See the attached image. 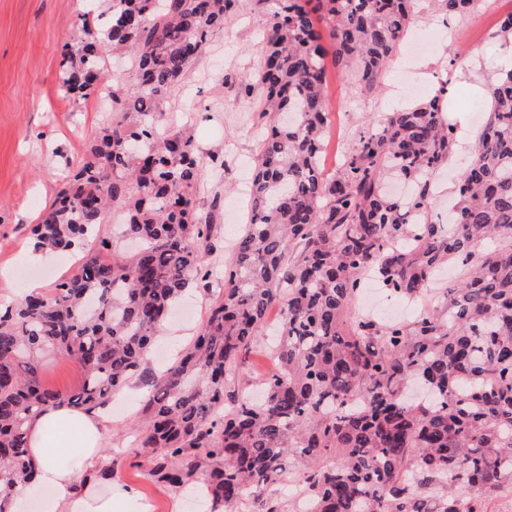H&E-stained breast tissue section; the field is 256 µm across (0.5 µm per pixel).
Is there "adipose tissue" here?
<instances>
[{
	"label": "adipose tissue",
	"mask_w": 512,
	"mask_h": 512,
	"mask_svg": "<svg viewBox=\"0 0 512 512\" xmlns=\"http://www.w3.org/2000/svg\"><path fill=\"white\" fill-rule=\"evenodd\" d=\"M106 430V418L95 411L49 407L33 418L27 435L30 481L0 488L9 512H24L38 487L51 490L43 512H114L131 491L99 474Z\"/></svg>",
	"instance_id": "adipose-tissue-1"
}]
</instances>
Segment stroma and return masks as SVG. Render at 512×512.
Wrapping results in <instances>:
<instances>
[{
  "label": "stroma",
  "mask_w": 512,
  "mask_h": 512,
  "mask_svg": "<svg viewBox=\"0 0 512 512\" xmlns=\"http://www.w3.org/2000/svg\"><path fill=\"white\" fill-rule=\"evenodd\" d=\"M100 0H0V302L21 298L29 283L38 282L44 294L75 269L85 247L31 259L30 229L37 224L62 188L71 167L101 129L112 121L106 103L91 98L73 103L65 94L59 71L65 44L79 35L80 14L100 9ZM417 22L411 37L403 38L380 86L359 93L349 78L329 77L326 93L333 128L327 140L326 168H333L338 153L353 135L376 122L393 108L411 103L400 87L408 76L423 78L430 89L450 81L449 123L459 131L481 128L484 97L474 88L484 85L489 71L500 66L493 37L499 18L512 11V0H485L474 16L453 20L444 27L429 0H418ZM264 49L262 14L252 0H241L240 10L216 33L206 52L191 64L187 75L163 105L173 128L191 135L200 156L223 153L230 161L223 175H205L196 200L208 208L214 194L237 186L251 174L259 152L260 133L255 125L257 95L239 93L225 85L254 72ZM214 236L219 249L209 256L210 285L190 281L173 313L158 333L148 356V367L160 372L168 367L208 318L224 282V261L232 252L243 221L226 208L215 217ZM39 374L45 386L66 392L82 378L67 356L46 353ZM146 383L129 382L124 394L112 398L105 413L112 419L107 440L118 457L116 472L134 489L131 500L119 503L118 512H209L196 498L152 481L139 456L130 429L140 423Z\"/></svg>",
  "instance_id": "35a3bbf8"
}]
</instances>
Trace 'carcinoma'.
<instances>
[{
	"instance_id": "carcinoma-1",
	"label": "carcinoma",
	"mask_w": 512,
	"mask_h": 512,
	"mask_svg": "<svg viewBox=\"0 0 512 512\" xmlns=\"http://www.w3.org/2000/svg\"><path fill=\"white\" fill-rule=\"evenodd\" d=\"M275 2L257 74L240 83L260 95L264 127L249 224L208 320L160 375L148 349L188 281L208 283L220 201L196 209L201 158L191 136L163 130L162 103L240 0H109L80 15L62 84L79 101L112 83V124L33 234L39 249L90 237L93 247L54 295L0 312V484L29 480L32 417L96 410L139 377L150 387L135 438L148 477L204 486L211 512H238L246 492L251 512H285L267 489L287 477L307 512H488L487 494L512 490V69L489 81L445 224L435 178L457 142L446 81L359 131L332 173L321 165L327 64L361 92L376 88L414 0ZM431 2L465 17L483 0ZM109 51L130 59L129 76L101 78ZM112 211L125 222L102 236ZM444 266L458 280L411 322L355 308L367 276L416 300ZM275 305L276 371L255 403L238 386ZM49 348L79 366L81 386L42 384L35 358Z\"/></svg>"
}]
</instances>
